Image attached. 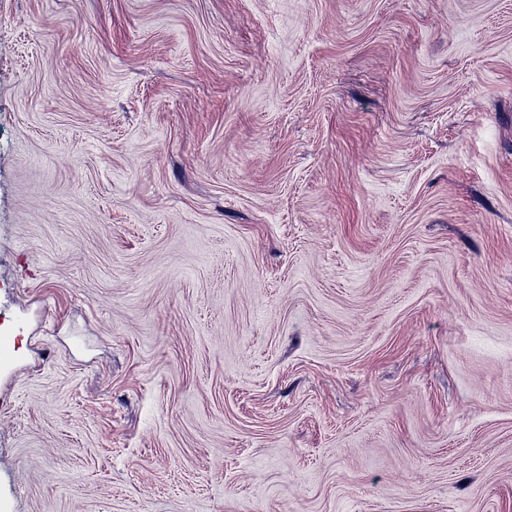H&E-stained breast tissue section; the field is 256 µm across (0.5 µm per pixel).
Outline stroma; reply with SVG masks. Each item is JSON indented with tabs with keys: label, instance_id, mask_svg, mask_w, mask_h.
<instances>
[{
	"label": "stroma",
	"instance_id": "1",
	"mask_svg": "<svg viewBox=\"0 0 512 512\" xmlns=\"http://www.w3.org/2000/svg\"><path fill=\"white\" fill-rule=\"evenodd\" d=\"M0 512H512V0H0Z\"/></svg>",
	"mask_w": 512,
	"mask_h": 512
}]
</instances>
